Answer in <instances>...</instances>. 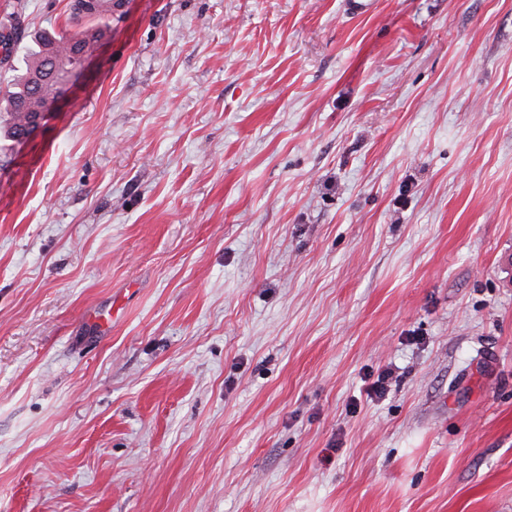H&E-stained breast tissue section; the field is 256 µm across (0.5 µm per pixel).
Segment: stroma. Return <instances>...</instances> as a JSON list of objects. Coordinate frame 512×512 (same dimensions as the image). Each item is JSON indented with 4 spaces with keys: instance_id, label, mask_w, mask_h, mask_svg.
<instances>
[{
    "instance_id": "obj_1",
    "label": "stroma",
    "mask_w": 512,
    "mask_h": 512,
    "mask_svg": "<svg viewBox=\"0 0 512 512\" xmlns=\"http://www.w3.org/2000/svg\"><path fill=\"white\" fill-rule=\"evenodd\" d=\"M0 512H512V0H126L0 134ZM91 59V56L85 52H76L69 60L56 65L55 69L62 71L63 77L59 80L57 97L53 104L54 109L65 97L70 84L86 70Z\"/></svg>"
}]
</instances>
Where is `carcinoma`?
I'll return each instance as SVG.
<instances>
[{
    "mask_svg": "<svg viewBox=\"0 0 512 512\" xmlns=\"http://www.w3.org/2000/svg\"><path fill=\"white\" fill-rule=\"evenodd\" d=\"M71 9L76 17L87 16L88 27L78 37L66 34L39 36L26 52L20 73L10 80L0 98L4 101L0 111L4 112L6 132L14 141L21 128L29 123L30 113L49 110L55 92L54 83L38 86L33 82V76L48 64V55L54 53L64 57L76 47L92 52L110 30L112 11L103 9L101 0H72Z\"/></svg>",
    "mask_w": 512,
    "mask_h": 512,
    "instance_id": "1",
    "label": "carcinoma"
}]
</instances>
